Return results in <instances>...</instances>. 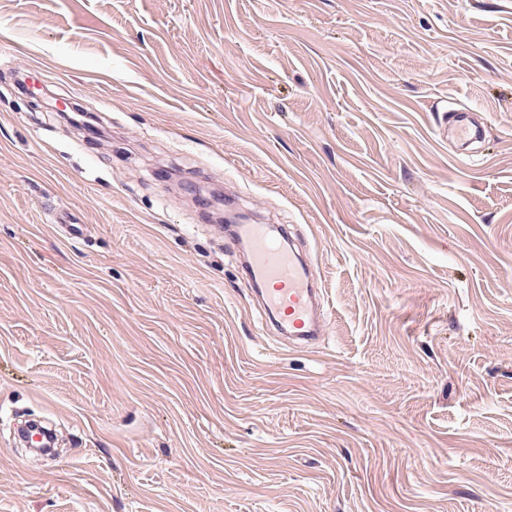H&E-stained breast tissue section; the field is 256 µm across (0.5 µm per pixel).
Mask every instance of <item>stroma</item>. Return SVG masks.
I'll use <instances>...</instances> for the list:
<instances>
[{"instance_id":"35a3bbf8","label":"stroma","mask_w":512,"mask_h":512,"mask_svg":"<svg viewBox=\"0 0 512 512\" xmlns=\"http://www.w3.org/2000/svg\"><path fill=\"white\" fill-rule=\"evenodd\" d=\"M172 169L299 235L321 345ZM0 512H512V0H0ZM448 130L454 137L467 143L480 142L482 139V127L477 114L466 108L449 113Z\"/></svg>"}]
</instances>
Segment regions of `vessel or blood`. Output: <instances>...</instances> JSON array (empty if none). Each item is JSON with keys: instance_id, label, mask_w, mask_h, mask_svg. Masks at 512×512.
Wrapping results in <instances>:
<instances>
[{"instance_id": "obj_1", "label": "vessel or blood", "mask_w": 512, "mask_h": 512, "mask_svg": "<svg viewBox=\"0 0 512 512\" xmlns=\"http://www.w3.org/2000/svg\"><path fill=\"white\" fill-rule=\"evenodd\" d=\"M448 129L468 143L482 139L476 113L466 108L450 112ZM235 233L248 246L245 267L259 287L264 314L289 337L317 342L322 326L315 311L314 272L272 237L265 225L240 224Z\"/></svg>"}]
</instances>
